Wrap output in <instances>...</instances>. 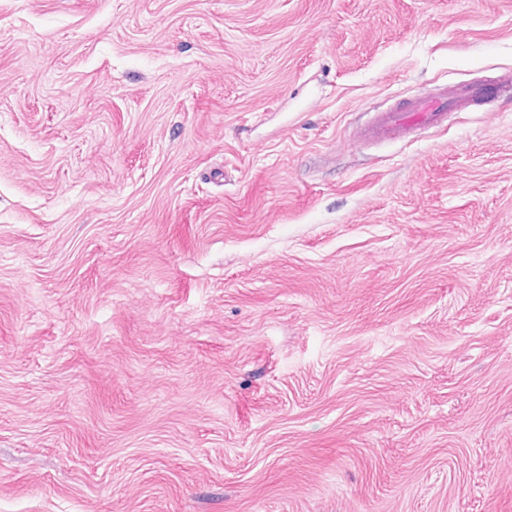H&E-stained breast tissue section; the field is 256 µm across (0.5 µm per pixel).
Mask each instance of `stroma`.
<instances>
[{
    "label": "stroma",
    "mask_w": 512,
    "mask_h": 512,
    "mask_svg": "<svg viewBox=\"0 0 512 512\" xmlns=\"http://www.w3.org/2000/svg\"><path fill=\"white\" fill-rule=\"evenodd\" d=\"M512 0H0V512H512ZM496 85L461 80L434 93L418 98L400 109L375 112L370 122L358 131L362 140L392 141L448 122V113L463 111L482 98L501 95L512 88V78H500Z\"/></svg>",
    "instance_id": "1"
}]
</instances>
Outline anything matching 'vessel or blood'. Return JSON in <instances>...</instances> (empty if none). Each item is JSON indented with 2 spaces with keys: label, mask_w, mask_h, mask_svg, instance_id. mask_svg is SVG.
Segmentation results:
<instances>
[{
  "label": "vessel or blood",
  "mask_w": 512,
  "mask_h": 512,
  "mask_svg": "<svg viewBox=\"0 0 512 512\" xmlns=\"http://www.w3.org/2000/svg\"><path fill=\"white\" fill-rule=\"evenodd\" d=\"M509 89H512L511 77L497 79L491 86L461 80L440 87L403 108L374 113L358 135L363 140H398L417 131L443 126L449 112L466 110L480 99L504 94Z\"/></svg>",
  "instance_id": "b4317fda"
}]
</instances>
